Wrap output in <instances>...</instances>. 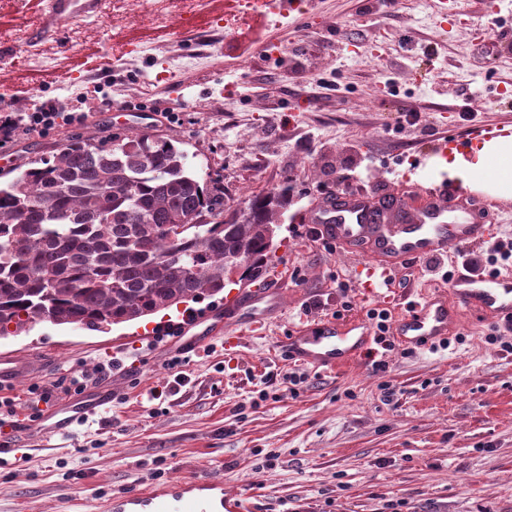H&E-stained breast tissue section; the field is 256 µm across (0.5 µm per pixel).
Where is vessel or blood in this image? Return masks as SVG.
Masks as SVG:
<instances>
[{"label":"vessel or blood","mask_w":512,"mask_h":512,"mask_svg":"<svg viewBox=\"0 0 512 512\" xmlns=\"http://www.w3.org/2000/svg\"><path fill=\"white\" fill-rule=\"evenodd\" d=\"M308 222L319 236L362 255L366 289L389 286L398 269L409 262L440 260L448 256L450 247L482 244L494 231L470 192L455 186L440 194L425 190L395 197L386 208L371 193L347 189L311 210ZM283 287L282 267H271L261 283L227 303L223 318L205 328L204 336L231 330L248 310L254 314L252 327L272 319ZM460 308L512 321V273L492 276L473 269L457 273L448 295L420 296L395 320L393 333L401 343L427 345L447 337ZM369 342L364 323L325 319L288 338L285 350L301 362L334 370L368 355ZM97 400V395H88L58 408L59 425L71 424ZM105 508L107 512H241L236 500L225 495L223 484L211 479L185 483L176 494L166 486L148 493H126L108 499Z\"/></svg>","instance_id":"vessel-or-blood-1"}]
</instances>
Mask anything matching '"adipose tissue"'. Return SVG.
<instances>
[{
  "mask_svg": "<svg viewBox=\"0 0 512 512\" xmlns=\"http://www.w3.org/2000/svg\"><path fill=\"white\" fill-rule=\"evenodd\" d=\"M448 169L464 185L480 186L495 196L512 198V140L492 139L473 146L470 156L453 154Z\"/></svg>",
  "mask_w": 512,
  "mask_h": 512,
  "instance_id": "ef3b65f1",
  "label": "adipose tissue"
}]
</instances>
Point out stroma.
<instances>
[{"mask_svg":"<svg viewBox=\"0 0 512 512\" xmlns=\"http://www.w3.org/2000/svg\"><path fill=\"white\" fill-rule=\"evenodd\" d=\"M100 0L36 17V0L0 7V56L12 33L34 31L52 66L29 59L0 74L16 119L41 103L85 112L0 143V185L71 137L124 131L121 110L167 112L150 128L172 138L200 181L273 189L292 178L274 263L287 288L259 331L242 323L235 357L223 338L177 350L158 325H190L223 308L190 302L140 322L91 331L38 323L0 337V359L27 363L11 391L107 364L89 383L110 403L54 431L23 406L0 408V512H104L114 496L217 479L246 512H512V355L485 340L488 324L462 316L466 341L395 345L385 371L365 360L324 370L288 357L293 331L335 316L364 319L383 300L360 295L358 262L307 222L320 197L364 187L413 195L453 183L443 137L476 143L458 96L477 93L482 127L512 133V0H308L305 9L252 23L244 36L201 45L217 0H176L163 17L113 16ZM107 71L80 63L88 50ZM200 66L174 69L178 56ZM100 83L79 104L82 82ZM420 111L437 133L399 125ZM304 374L290 388V372Z\"/></svg>","mask_w":512,"mask_h":512,"instance_id":"1","label":"stroma"}]
</instances>
